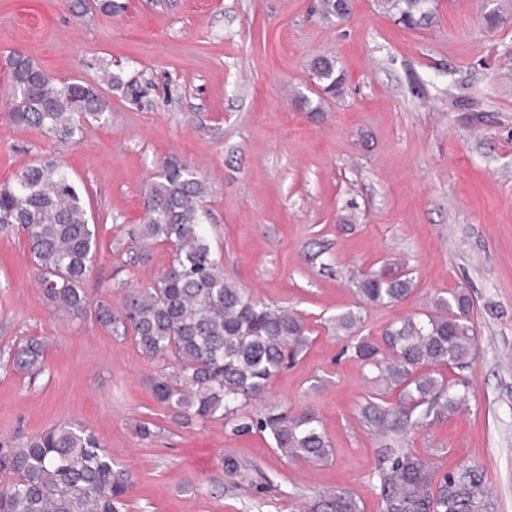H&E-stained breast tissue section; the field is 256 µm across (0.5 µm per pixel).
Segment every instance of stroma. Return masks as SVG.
I'll list each match as a JSON object with an SVG mask.
<instances>
[{"label": "stroma", "mask_w": 512, "mask_h": 512, "mask_svg": "<svg viewBox=\"0 0 512 512\" xmlns=\"http://www.w3.org/2000/svg\"><path fill=\"white\" fill-rule=\"evenodd\" d=\"M121 3L80 14L70 0H0V183L44 157L67 164L97 226L85 289L117 309L172 260L161 244L129 260L146 184L168 158L195 167L211 189L225 279L306 323L304 351L252 408L314 411L333 453L311 466L268 434L174 419L150 386L166 361L48 305L15 227L0 230V442L88 428L133 481L125 512H300L339 487L381 512L387 441L359 417L371 385L335 319L360 312L359 335L377 340L462 289L478 350L468 406L405 442L444 471L481 466L495 512H512V0H436L419 29L382 0H350L343 19L324 18L318 0ZM13 52L62 80H92L108 59L144 94L109 92L105 120L61 144L9 120ZM321 55L337 60L339 95L323 96L311 76ZM382 273L410 277L411 294L361 303L352 277ZM27 338L46 348L36 377L8 363ZM142 421L152 439L138 435ZM228 456L240 464L232 476Z\"/></svg>", "instance_id": "obj_1"}]
</instances>
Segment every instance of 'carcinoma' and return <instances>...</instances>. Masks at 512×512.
<instances>
[{
  "label": "carcinoma",
  "mask_w": 512,
  "mask_h": 512,
  "mask_svg": "<svg viewBox=\"0 0 512 512\" xmlns=\"http://www.w3.org/2000/svg\"><path fill=\"white\" fill-rule=\"evenodd\" d=\"M399 23L414 29L431 23L430 0H384ZM323 17L350 14L344 0H320ZM15 124L50 139H75L109 108L103 88L137 98L134 77L100 65L92 81L57 80L32 59H7ZM312 77L332 95L343 78L334 56H319ZM210 187L197 172L171 158L144 190L142 224L130 230L143 260L156 244L171 246L172 262L153 284L128 293L120 310L90 302L83 288L98 253L96 225L90 223L84 194L58 160L46 157L24 166L0 185V228L17 226L25 234L42 294L72 318L93 317L111 335L133 336L148 358H167L169 371L151 380L157 402L174 417L207 421L221 414L237 433L266 432L290 460L319 465L332 448L310 411L289 414L269 404L259 415L247 412L268 382L307 343L304 320L294 310L273 307L224 279L206 224L211 221ZM363 302L391 306L412 292L409 278L367 275L353 280ZM472 302L461 290L440 297L435 312L404 320L382 336L383 344L360 337L353 356L367 367L374 384L360 409L362 422L392 440L405 438L456 412L469 400L464 377L451 381L441 368L463 372L476 359L470 320ZM360 322L353 311L336 316V329L350 334ZM45 348L37 339L13 345L12 367L34 377L45 369ZM399 388L395 406L380 389ZM0 512H122L131 490L128 473L115 467L95 435L83 427L59 425L18 445L0 444ZM383 512H488L491 507L483 469L467 465L440 472L404 445L386 449L377 473ZM311 512H363L360 501L337 488L318 497Z\"/></svg>",
  "instance_id": "cac0c4a2"
}]
</instances>
